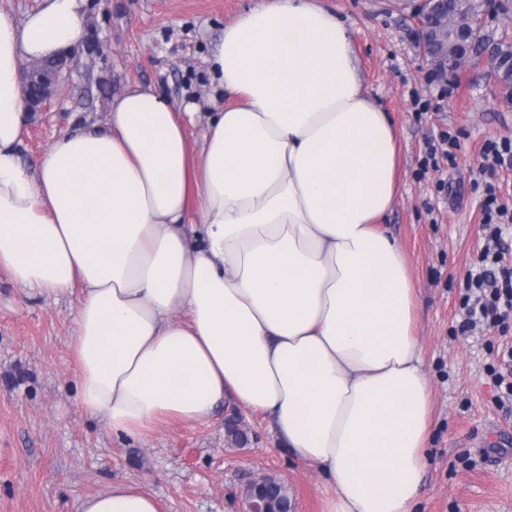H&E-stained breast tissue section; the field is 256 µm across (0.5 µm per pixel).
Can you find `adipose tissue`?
<instances>
[{"label": "adipose tissue", "mask_w": 512, "mask_h": 512, "mask_svg": "<svg viewBox=\"0 0 512 512\" xmlns=\"http://www.w3.org/2000/svg\"><path fill=\"white\" fill-rule=\"evenodd\" d=\"M85 16V0L0 12V266L31 294L80 292L78 406L142 436L230 398L315 467L324 512H414L431 411L418 290L382 226L397 134L349 27L318 0H262L210 60L223 111L134 84L28 170L21 65L81 43ZM80 512L161 506L114 483Z\"/></svg>", "instance_id": "obj_1"}]
</instances>
